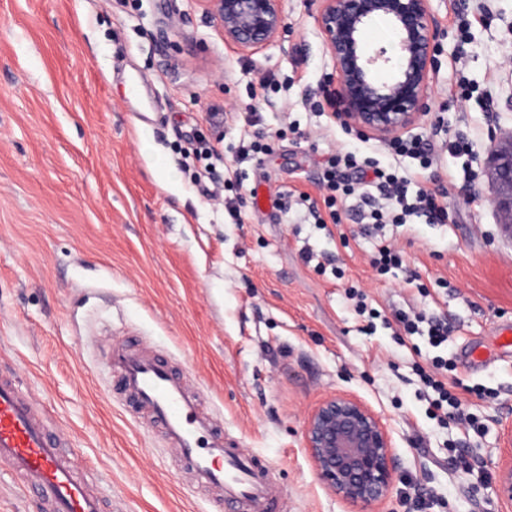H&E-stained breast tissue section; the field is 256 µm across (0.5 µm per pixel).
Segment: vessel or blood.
I'll return each mask as SVG.
<instances>
[{
    "mask_svg": "<svg viewBox=\"0 0 512 512\" xmlns=\"http://www.w3.org/2000/svg\"><path fill=\"white\" fill-rule=\"evenodd\" d=\"M109 364L127 400L158 422L178 449L197 486L220 492L235 512H288L273 467L224 436L221 421L160 359L126 345L113 347ZM0 466L36 491L50 512H105L104 502L75 473L48 433L45 420L16 375L0 372Z\"/></svg>",
    "mask_w": 512,
    "mask_h": 512,
    "instance_id": "vessel-or-blood-1",
    "label": "vessel or blood"
}]
</instances>
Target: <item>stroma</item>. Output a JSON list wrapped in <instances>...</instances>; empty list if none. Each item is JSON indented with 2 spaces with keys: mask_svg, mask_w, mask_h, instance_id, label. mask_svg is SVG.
Segmentation results:
<instances>
[{
  "mask_svg": "<svg viewBox=\"0 0 512 512\" xmlns=\"http://www.w3.org/2000/svg\"><path fill=\"white\" fill-rule=\"evenodd\" d=\"M283 7L281 44L247 54L198 0H0V368L18 374L110 512H226L120 395L106 349L129 340L187 372L225 435L273 463L288 512H347L303 437L309 412L339 391L380 413L393 437L406 479L384 512H418L421 496L430 512H512L495 494L512 353L458 365L512 323V239L491 188L471 197L468 179L493 137L512 133V0H433L443 37L429 112L411 133L432 158L420 181L445 187L449 218L387 227L405 262L383 276L369 265L376 232L355 213L321 230L300 208L253 203L258 191L322 199L321 164L341 147L420 169L335 123L336 69L315 8ZM132 77L148 84L147 101L129 96ZM254 126L271 133V151L239 162ZM451 130L473 139L474 157L449 151ZM200 139L220 140L222 163L188 157ZM306 248L326 273L303 260ZM352 285L382 315L448 320L457 377L494 393L480 404L483 433L429 418L413 371L432 355L425 339L381 323L366 333ZM0 512L46 510L0 469Z\"/></svg>",
  "mask_w": 512,
  "mask_h": 512,
  "instance_id": "obj_1",
  "label": "stroma"
}]
</instances>
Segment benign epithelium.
<instances>
[{"mask_svg": "<svg viewBox=\"0 0 512 512\" xmlns=\"http://www.w3.org/2000/svg\"><path fill=\"white\" fill-rule=\"evenodd\" d=\"M204 13L245 52L275 44L285 26L283 0H199ZM377 19L394 29L392 49L369 51L364 33ZM315 20L336 65L340 119L383 141L401 137L426 115L440 29L431 0H316ZM391 69L388 78L379 77ZM492 206L512 233V135L494 138L484 165ZM497 492L512 503V426L503 428ZM304 444L318 480L348 507L365 512L404 479L381 414L360 398L322 400L304 424Z\"/></svg>", "mask_w": 512, "mask_h": 512, "instance_id": "7a95c632", "label": "benign epithelium"}]
</instances>
